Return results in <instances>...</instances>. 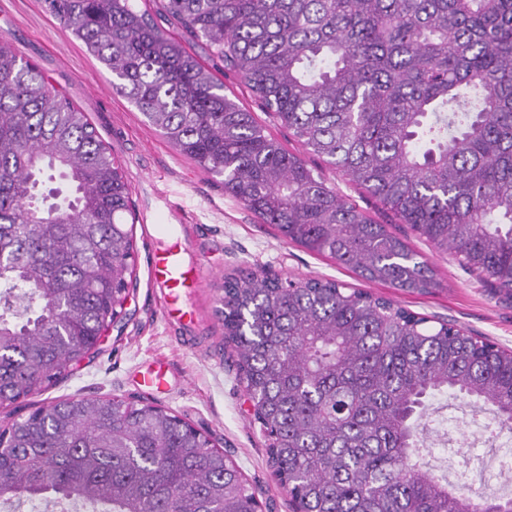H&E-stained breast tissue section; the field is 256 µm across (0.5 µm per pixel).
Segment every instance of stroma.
<instances>
[{"mask_svg": "<svg viewBox=\"0 0 512 512\" xmlns=\"http://www.w3.org/2000/svg\"><path fill=\"white\" fill-rule=\"evenodd\" d=\"M0 35L37 64L51 82L87 113L103 141L121 161L135 204L137 285L125 316L98 345L90 359L67 367L64 379L48 390L0 408V428L24 418L32 407L79 396L146 401L177 415L213 443L257 488L265 512H295L286 489L272 474L267 441L245 385L224 342V327L214 309L227 275L264 271L283 278L337 280L376 297L394 301L427 317L447 322L505 350H512V299L465 271L453 252L436 248L412 232L364 190L325 166L273 117L259 111L248 85L225 74L224 92L255 118L288 151L306 157L337 192L367 216L404 238L438 281L425 293L404 292L383 283L361 280L348 266L284 241L232 196L220 178L179 155L150 127L142 114L112 90L111 77L82 44L46 11L42 0H0ZM172 224L188 246L187 262L199 265L202 289L182 294L178 305L188 317L164 314V290L151 278L149 261L163 241L157 227ZM166 362L167 391L140 386L141 372L155 360ZM489 414L476 410L470 397L439 395L431 400L426 459L434 473L450 483L488 496H512V469L489 477L475 470L479 455L496 451L489 440Z\"/></svg>", "mask_w": 512, "mask_h": 512, "instance_id": "1", "label": "stroma"}]
</instances>
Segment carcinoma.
Here are the masks:
<instances>
[{
	"instance_id": "obj_1",
	"label": "carcinoma",
	"mask_w": 512,
	"mask_h": 512,
	"mask_svg": "<svg viewBox=\"0 0 512 512\" xmlns=\"http://www.w3.org/2000/svg\"><path fill=\"white\" fill-rule=\"evenodd\" d=\"M179 154L285 241L364 280L436 287L160 21L240 76L305 150L467 270L512 286V0H43ZM61 186L47 189L46 183ZM128 181L85 112L0 36V406L89 357L133 285ZM215 314L302 512H509L423 462L425 402L512 426V351L328 279H224ZM0 486L59 512H255L224 451L151 403L75 397L9 426Z\"/></svg>"
}]
</instances>
